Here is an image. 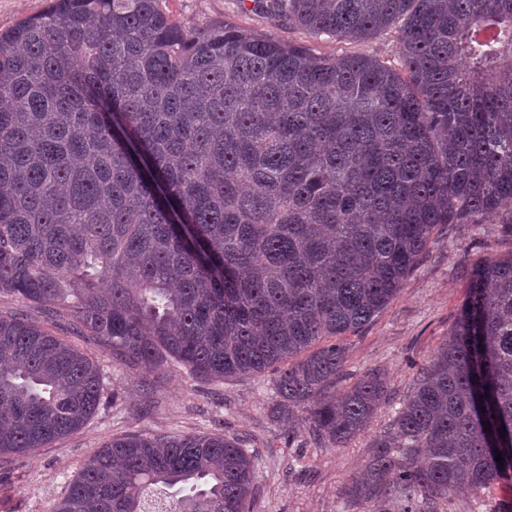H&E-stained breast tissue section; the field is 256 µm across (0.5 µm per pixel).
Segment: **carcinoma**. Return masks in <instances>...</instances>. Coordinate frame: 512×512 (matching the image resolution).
<instances>
[{
	"mask_svg": "<svg viewBox=\"0 0 512 512\" xmlns=\"http://www.w3.org/2000/svg\"><path fill=\"white\" fill-rule=\"evenodd\" d=\"M247 1L313 37L392 31L399 64L185 30L165 0H52L0 34V296L22 303L0 313V455L79 429L103 396L34 308L117 364L269 371L274 418L302 409L316 447L344 448L389 380L336 387L334 338L391 304L438 225L512 230V0ZM465 277L451 340L411 365L347 499L440 512L512 472V257ZM255 479L233 437L125 434L53 512H247Z\"/></svg>",
	"mask_w": 512,
	"mask_h": 512,
	"instance_id": "carcinoma-1",
	"label": "carcinoma"
}]
</instances>
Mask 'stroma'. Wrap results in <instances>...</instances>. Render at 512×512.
<instances>
[{
	"mask_svg": "<svg viewBox=\"0 0 512 512\" xmlns=\"http://www.w3.org/2000/svg\"><path fill=\"white\" fill-rule=\"evenodd\" d=\"M166 10L188 29L227 21L285 43L307 45L321 55L374 54L390 63L397 60L393 35L366 41L314 39L243 10L239 0H167ZM511 255L512 235L500 225L437 226L427 253L397 298L359 332L344 336L343 385L373 369L390 376V404L375 420V429L389 423L393 406L408 394L412 364L425 363L449 339L465 296L463 268ZM45 325L98 359L104 394L97 413L80 430L28 457H0V512H52L85 459L112 436L125 433H222L238 439L255 458L251 512H367L366 506L348 501L342 490L366 464L371 434L344 448L311 446L302 425L291 428L270 419L275 402L270 374L189 380L172 368L118 365L92 338L77 335L69 317L52 318ZM478 506L483 512L501 507L512 512V477L476 495L458 494L444 512H473Z\"/></svg>",
	"mask_w": 512,
	"mask_h": 512,
	"instance_id": "35a3bbf8",
	"label": "stroma"
}]
</instances>
